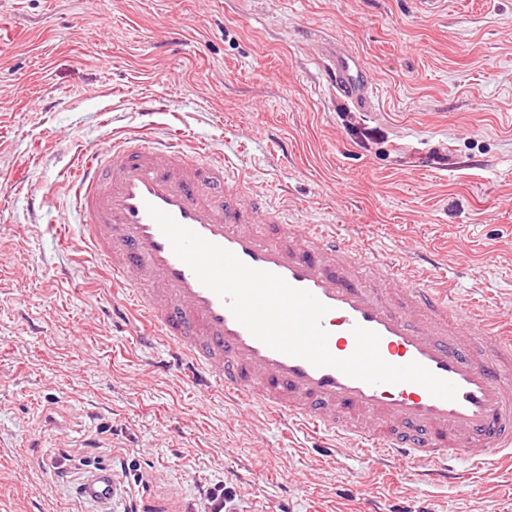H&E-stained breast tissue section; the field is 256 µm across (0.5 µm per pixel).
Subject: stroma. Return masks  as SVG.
Masks as SVG:
<instances>
[{"mask_svg": "<svg viewBox=\"0 0 512 512\" xmlns=\"http://www.w3.org/2000/svg\"><path fill=\"white\" fill-rule=\"evenodd\" d=\"M327 42L372 70L370 148L323 86ZM148 128L222 153L293 223L358 224L398 255L447 247L438 276L512 319V0H0V512H88L81 472L48 469L63 450L136 475L122 512H195L218 486L234 512H512L508 469L387 481L361 453L198 397L163 342L113 318L95 257L55 233L78 151ZM351 114V112H340V117L343 119V121H347V126L351 134L356 136L361 144L366 147L367 144L377 143V141L381 139L382 132L380 129L368 127L365 126V124L362 125L360 122L352 123V120L355 121V116Z\"/></svg>", "mask_w": 512, "mask_h": 512, "instance_id": "1", "label": "stroma"}]
</instances>
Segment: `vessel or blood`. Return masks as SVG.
<instances>
[{
	"label": "vessel or blood",
	"instance_id": "b4317fda",
	"mask_svg": "<svg viewBox=\"0 0 512 512\" xmlns=\"http://www.w3.org/2000/svg\"><path fill=\"white\" fill-rule=\"evenodd\" d=\"M324 73L336 92L369 108L362 58L331 55ZM151 205L327 305L333 356L354 352L353 328L362 326L379 335L387 363H420L454 383L457 399L410 382L370 385L269 348L174 254ZM70 209L114 296L164 341L169 366L200 396L223 388L288 429L367 451L379 468L417 465L421 483L462 482L463 461L483 469L512 460V329L470 311L447 281H426L413 258L368 256L359 236L290 223L287 205L249 190L222 154L188 150L173 132L115 136L106 153H80ZM78 491L91 512H112L118 488L102 467Z\"/></svg>",
	"mask_w": 512,
	"mask_h": 512
}]
</instances>
